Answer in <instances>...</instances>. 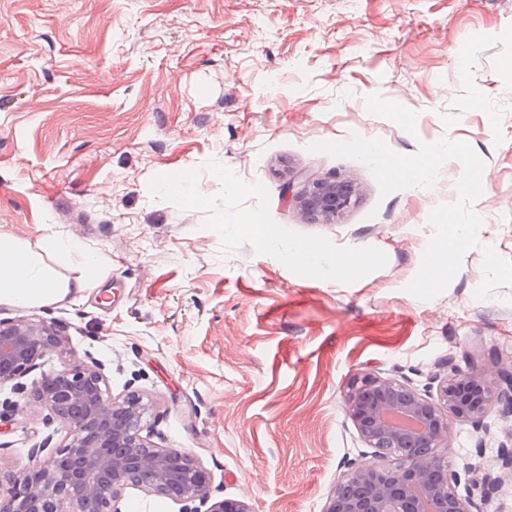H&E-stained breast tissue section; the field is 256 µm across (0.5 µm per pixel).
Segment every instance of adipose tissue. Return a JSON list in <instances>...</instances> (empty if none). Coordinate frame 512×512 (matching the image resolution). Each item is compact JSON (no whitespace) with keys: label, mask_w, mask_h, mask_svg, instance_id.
Listing matches in <instances>:
<instances>
[{"label":"adipose tissue","mask_w":512,"mask_h":512,"mask_svg":"<svg viewBox=\"0 0 512 512\" xmlns=\"http://www.w3.org/2000/svg\"><path fill=\"white\" fill-rule=\"evenodd\" d=\"M78 258L79 273L61 274L59 261ZM102 275V257L82 243L54 234L37 242L0 231V303L46 306L93 287Z\"/></svg>","instance_id":"adipose-tissue-1"}]
</instances>
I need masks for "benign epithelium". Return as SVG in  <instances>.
Instances as JSON below:
<instances>
[{
	"instance_id": "1",
	"label": "benign epithelium",
	"mask_w": 512,
	"mask_h": 512,
	"mask_svg": "<svg viewBox=\"0 0 512 512\" xmlns=\"http://www.w3.org/2000/svg\"><path fill=\"white\" fill-rule=\"evenodd\" d=\"M312 218L330 221L355 202L351 185L332 179L304 182L296 194ZM59 344L54 323L0 320V386L17 380ZM437 393L419 392L408 378L366 373L346 394L349 416L372 449L368 462L351 461L323 512H423L416 492L434 473L435 512H485L474 490L491 479L477 469H455L438 451L448 437V420L478 425L496 404L512 405V374L500 383L477 380L454 369ZM30 395L65 429L64 444L43 458L45 445L31 451L32 467L9 477V499L0 512H122L128 488L178 500L208 497V474L186 452L159 448L141 435L150 405L140 395L110 396L104 365L73 362L42 375ZM417 421L410 430L388 418Z\"/></svg>"
}]
</instances>
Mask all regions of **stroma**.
Masks as SVG:
<instances>
[{"mask_svg": "<svg viewBox=\"0 0 512 512\" xmlns=\"http://www.w3.org/2000/svg\"><path fill=\"white\" fill-rule=\"evenodd\" d=\"M393 110H386V103ZM411 155L467 143L484 188L478 247L448 287L406 292L433 235L432 210L458 201L450 159L433 187L382 194L362 163L309 152L352 135ZM216 160L269 191L278 225L339 247L373 246L386 265L359 281L302 277L244 244L223 254L206 214L153 198L150 179ZM335 177L357 201L308 219L289 183ZM0 231L73 238L104 257L92 288L46 307L0 303V319L54 323L60 346L24 386L81 361L109 393L150 405L145 434L193 456L210 502L251 512H322L348 462L368 457L345 408L372 372L416 388L451 368L512 370V288L474 296L483 248L512 261V0H0ZM0 476L30 450L64 443L60 423L11 385L0 404ZM512 414L450 422L456 469L490 471L487 512H512ZM122 512H201L129 489Z\"/></svg>", "mask_w": 512, "mask_h": 512, "instance_id": "obj_1", "label": "stroma"}]
</instances>
